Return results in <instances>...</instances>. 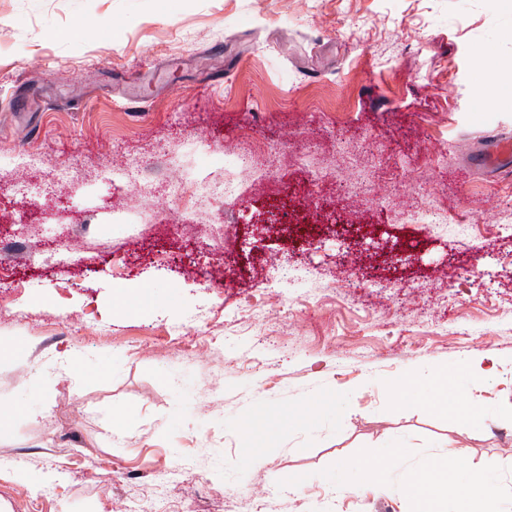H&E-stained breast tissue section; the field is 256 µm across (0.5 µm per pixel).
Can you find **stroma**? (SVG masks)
<instances>
[{
	"instance_id": "1",
	"label": "stroma",
	"mask_w": 512,
	"mask_h": 512,
	"mask_svg": "<svg viewBox=\"0 0 512 512\" xmlns=\"http://www.w3.org/2000/svg\"><path fill=\"white\" fill-rule=\"evenodd\" d=\"M493 135L512 141V0H0V407L20 408L0 512H418L411 475L451 448L512 512ZM193 175L241 192L192 209L165 187ZM304 198L388 232L391 268L370 238L260 234ZM424 208L447 223L409 221ZM484 355L482 423L395 406L405 374L464 386ZM361 474L362 484L365 488L378 493L385 491V474L382 466L376 461H365L358 463Z\"/></svg>"
}]
</instances>
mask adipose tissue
Instances as JSON below:
<instances>
[{
    "label": "adipose tissue",
    "mask_w": 512,
    "mask_h": 512,
    "mask_svg": "<svg viewBox=\"0 0 512 512\" xmlns=\"http://www.w3.org/2000/svg\"><path fill=\"white\" fill-rule=\"evenodd\" d=\"M430 407L454 414L468 422L481 421L482 410L474 402L471 392L452 389L447 373L437 371L431 376ZM461 449L449 450L447 455L429 460L410 478L411 492L421 502L422 512H443L448 497H456L468 507V512H488L497 499L499 490L490 484L483 471L472 470L465 481H458L451 464L462 457Z\"/></svg>",
    "instance_id": "obj_1"
}]
</instances>
